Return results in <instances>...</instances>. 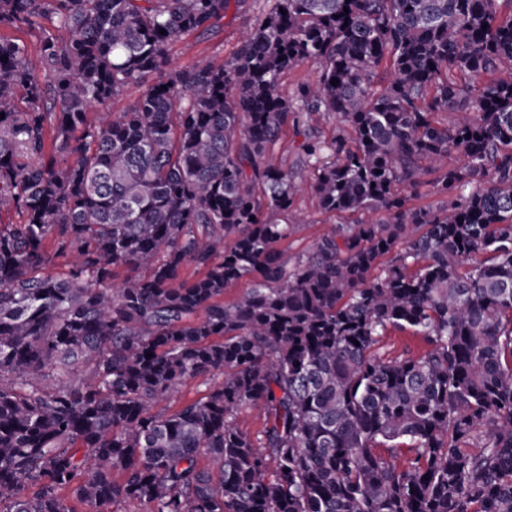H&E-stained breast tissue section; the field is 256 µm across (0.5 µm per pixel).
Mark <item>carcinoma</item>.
<instances>
[{"label":"carcinoma","instance_id":"obj_1","mask_svg":"<svg viewBox=\"0 0 512 512\" xmlns=\"http://www.w3.org/2000/svg\"><path fill=\"white\" fill-rule=\"evenodd\" d=\"M500 2L273 0L231 61L177 68L170 45L245 0H0V512H78L67 491L89 512H512ZM301 113L353 133L331 163L300 145L320 208L385 220L290 256L302 186L276 148ZM432 174L448 200L408 205ZM391 329L427 349L381 358ZM206 385L202 378L192 379L179 387L167 404L168 412L177 410L183 403L196 400L206 393Z\"/></svg>","mask_w":512,"mask_h":512}]
</instances>
